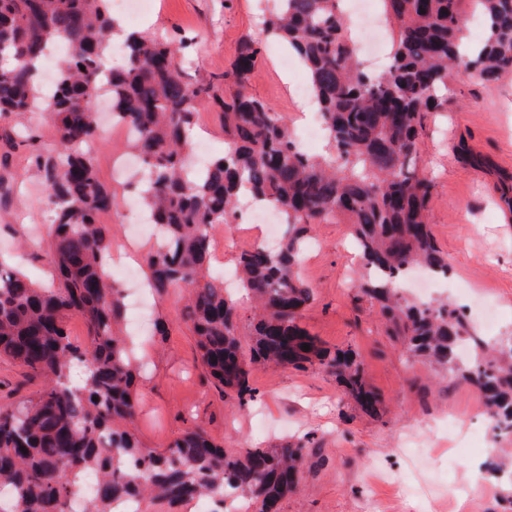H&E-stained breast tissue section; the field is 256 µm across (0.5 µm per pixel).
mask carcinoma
Returning a JSON list of instances; mask_svg holds the SVG:
<instances>
[{"label": "carcinoma", "instance_id": "1", "mask_svg": "<svg viewBox=\"0 0 512 512\" xmlns=\"http://www.w3.org/2000/svg\"><path fill=\"white\" fill-rule=\"evenodd\" d=\"M467 1L490 24L466 55ZM340 2L270 0L261 18L267 36L288 42L307 69L328 138V151L312 157L292 140L287 118L247 88L260 55L255 42L240 47L232 71L237 91L228 99L213 82L186 79L183 43L137 31L119 45L125 64L104 86L100 67L114 30L109 0H0V118L43 109L57 143L47 152L27 136L31 164L54 206L46 251L53 286L0 269V357L43 380L40 391L0 406V493L8 494L0 512H66L89 468L99 479L83 512H112V502L129 497L171 509L202 496L222 504L227 487L252 501L253 512H277L316 454L288 443L229 450L198 425L163 449L144 446L135 433L142 364L116 329L123 296L105 271L112 236L98 222L120 201L82 152L100 138L93 105L103 96L111 100L112 122L135 131L129 148L144 165L136 190L166 238V248L143 258L146 285L159 296L185 290L201 364L219 385L241 398L252 392L251 363H316L363 412L380 413L383 400L368 386L358 355L323 347L301 326L313 298L299 271L304 235L314 224H349L360 290L388 335L468 384L497 435L512 433V337L490 342L456 304L418 303L400 292L414 267L448 271L429 224L431 184L417 167L425 119L444 110L455 67L485 84L512 76V0H382L396 35L389 65L376 76L357 59ZM59 44L66 54L47 95L34 62ZM203 98L221 110L224 153L198 174L190 170L188 130ZM496 174L501 202L512 212V174ZM247 200L276 210L286 226L277 248L243 252L235 271L253 302L248 359L238 303L214 269L204 230L233 223ZM73 317L85 325L81 343L68 332ZM75 361L85 368L80 387L68 376Z\"/></svg>", "mask_w": 512, "mask_h": 512}]
</instances>
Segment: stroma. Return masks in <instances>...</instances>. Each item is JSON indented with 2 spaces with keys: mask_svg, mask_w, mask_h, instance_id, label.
<instances>
[{
  "mask_svg": "<svg viewBox=\"0 0 512 512\" xmlns=\"http://www.w3.org/2000/svg\"><path fill=\"white\" fill-rule=\"evenodd\" d=\"M261 0H153L151 11L131 28L191 43L185 61L191 79L214 82L225 94L227 79L244 41L262 47L249 81L251 92L286 115L300 131L291 90L308 80L302 64L283 71L287 48L268 39L257 24ZM512 172V82L482 84L456 71L448 78V109L429 116L419 166L432 180L431 230L448 258V275L435 296L464 307L470 324L489 338L512 336V221L500 201L494 176L470 167L455 151L458 142ZM120 132L101 138L95 163L99 177L121 203L131 183L116 181L108 159L127 151ZM52 206L30 165L26 147L0 138V259L48 280L44 262ZM311 249L300 259L301 274L315 296L301 323L330 349H354L369 386L384 400L371 416L344 396L334 376L309 366L280 369L251 366L250 395L225 393L202 368L193 328L180 290L159 297L143 293L142 356L150 369L138 382L137 434L150 448H164L183 429L200 425L227 448L255 442L310 443L317 454L305 466L302 489L283 500L280 512H454L460 493L477 496L475 512H504L512 488L495 481L466 485L470 463L512 436L495 437L488 419L465 415L475 392L454 379H441L426 363L410 358L372 311L348 286L359 272L347 224H317ZM165 322L159 335L154 321ZM39 381L0 358V403L31 394ZM458 413L449 424V413Z\"/></svg>",
  "mask_w": 512,
  "mask_h": 512,
  "instance_id": "1",
  "label": "stroma"
}]
</instances>
